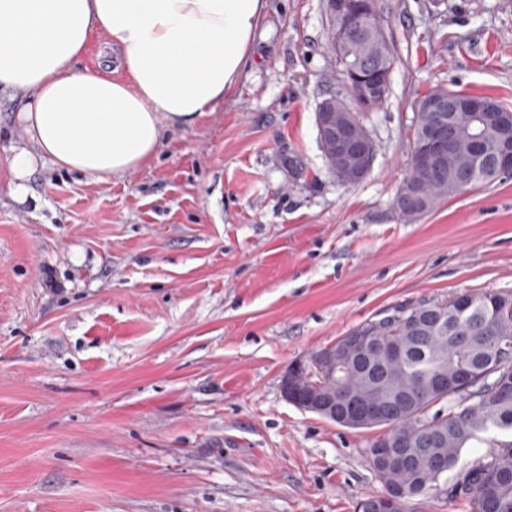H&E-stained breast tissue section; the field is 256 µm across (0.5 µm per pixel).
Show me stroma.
<instances>
[{
	"label": "stroma",
	"mask_w": 512,
	"mask_h": 512,
	"mask_svg": "<svg viewBox=\"0 0 512 512\" xmlns=\"http://www.w3.org/2000/svg\"><path fill=\"white\" fill-rule=\"evenodd\" d=\"M397 61L344 186L319 141L340 91L325 0H267L234 90L99 181L43 159L0 96V512H355L354 430L283 399L292 362L394 308L512 293V176L402 220L417 104H512V0H377Z\"/></svg>",
	"instance_id": "35a3bbf8"
}]
</instances>
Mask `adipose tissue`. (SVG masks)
Instances as JSON below:
<instances>
[{
	"mask_svg": "<svg viewBox=\"0 0 512 512\" xmlns=\"http://www.w3.org/2000/svg\"><path fill=\"white\" fill-rule=\"evenodd\" d=\"M266 0H0V94L22 97L15 193L38 159L103 180L131 173L166 127L223 101L250 55ZM106 33L124 76L81 65Z\"/></svg>",
	"mask_w": 512,
	"mask_h": 512,
	"instance_id": "obj_1",
	"label": "adipose tissue"
}]
</instances>
